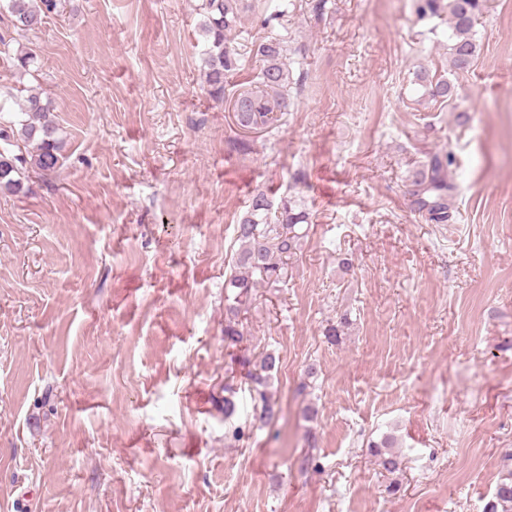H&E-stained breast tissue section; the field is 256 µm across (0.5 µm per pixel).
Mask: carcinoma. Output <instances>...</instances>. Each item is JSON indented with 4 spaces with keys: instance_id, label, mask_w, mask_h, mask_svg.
Wrapping results in <instances>:
<instances>
[{
    "instance_id": "1",
    "label": "carcinoma",
    "mask_w": 512,
    "mask_h": 512,
    "mask_svg": "<svg viewBox=\"0 0 512 512\" xmlns=\"http://www.w3.org/2000/svg\"><path fill=\"white\" fill-rule=\"evenodd\" d=\"M57 7V0H6V9L13 27L35 30L44 23L47 14ZM448 27L451 30L448 45L451 69L463 72L470 68L477 56L478 44L474 27L481 11V0H448ZM440 0H422L420 11L436 15L444 8ZM200 31L205 40L202 65L205 83L216 99L225 98L228 80L244 68L247 61L228 40V35L241 23L242 14L253 10L251 0H202ZM286 46L276 38L255 45L253 57L260 63L256 89L236 92L231 98L237 125L243 130H258L274 124V113L287 108L285 90L289 71L284 63ZM0 54L14 55V63L22 72L34 63L33 52L18 49L11 52L9 43L0 37ZM417 80L425 95L433 100L449 101L456 94L455 85L438 78L433 80L420 73ZM62 139L52 118L50 102L38 92L28 91L22 96L15 118L0 116V190L16 193L22 190V176L31 169L49 175L60 163ZM456 164L454 155H433L427 164L416 170L410 179L411 195L418 211L433 224H446L452 219L455 186L447 178V170ZM308 212L300 206L282 200L275 203L263 191L252 195L247 209L235 224L236 240L240 242L234 270L224 280L227 299V320L224 339L243 340L238 329L239 306L246 303L254 288L273 286L284 281L287 269L283 259L296 253L308 223ZM274 354H266L258 368L248 372V390L253 400L252 424L261 426L272 421L277 411L268 392L271 373L276 367ZM236 388L224 385V420L237 412ZM393 439L384 437L370 445L372 455L379 457L383 468L392 473L399 469L398 457L388 451ZM486 512H512V470L498 483L494 496L486 505Z\"/></svg>"
}]
</instances>
